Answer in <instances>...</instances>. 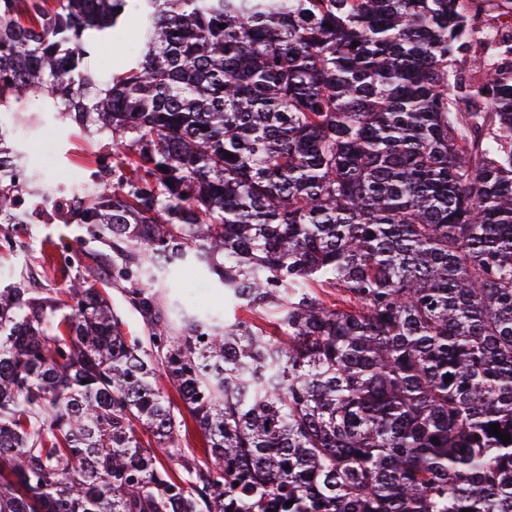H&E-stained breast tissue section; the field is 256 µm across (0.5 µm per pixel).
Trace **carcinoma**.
Here are the masks:
<instances>
[{
  "label": "carcinoma",
  "mask_w": 512,
  "mask_h": 512,
  "mask_svg": "<svg viewBox=\"0 0 512 512\" xmlns=\"http://www.w3.org/2000/svg\"><path fill=\"white\" fill-rule=\"evenodd\" d=\"M467 7L0 0V112L112 136L97 191L30 211L0 127V248L35 215L83 225L162 354L83 248L63 299L0 285V512H512L489 434L512 436V40ZM130 21L142 50L102 88ZM183 264L274 331L163 317L152 287ZM160 371L206 439L184 477L157 456ZM137 44V31L132 26L112 33V37L103 45L107 47L106 51H100V57L96 59L93 68L102 83L108 79L111 70L125 54H137ZM96 288L99 289L111 304L113 314L118 319L125 336L130 340L138 341L142 346L149 347V336L152 333L151 327L129 303L124 288H120L113 282L112 284H107L100 280L96 282Z\"/></svg>",
  "instance_id": "carcinoma-1"
}]
</instances>
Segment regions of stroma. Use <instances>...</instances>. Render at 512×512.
I'll list each match as a JSON object with an SVG mask.
<instances>
[{"label":"stroma","instance_id":"obj_1","mask_svg":"<svg viewBox=\"0 0 512 512\" xmlns=\"http://www.w3.org/2000/svg\"><path fill=\"white\" fill-rule=\"evenodd\" d=\"M138 44L134 27L113 32L106 43V50L97 58L94 71L99 80H107L111 70L124 55L136 54ZM0 123L8 129L9 144L23 153V164L33 180L55 189L57 195L72 192L71 173L79 167H92L94 159L112 150L110 135H99L74 123H63L52 113L42 111L40 104L19 102L13 113L0 115ZM30 238L25 252L17 253L0 249V282L24 280L30 288H49L63 292L68 277L55 270L51 260L54 245L66 241L73 245H85L91 265L107 268L110 252L98 243H84V232L77 224H32L28 227ZM99 291L112 306L119 325L129 339L148 345L152 333L150 326L130 304L123 288L116 284L99 283ZM175 300L188 309H198L213 315H230L234 309L225 299L222 289L214 287L204 273H196L188 280L181 269H174L166 280V288L160 296L161 303ZM170 411L179 426V443L168 466L183 474V460L201 459L205 456V439L174 388H167Z\"/></svg>","mask_w":512,"mask_h":512}]
</instances>
